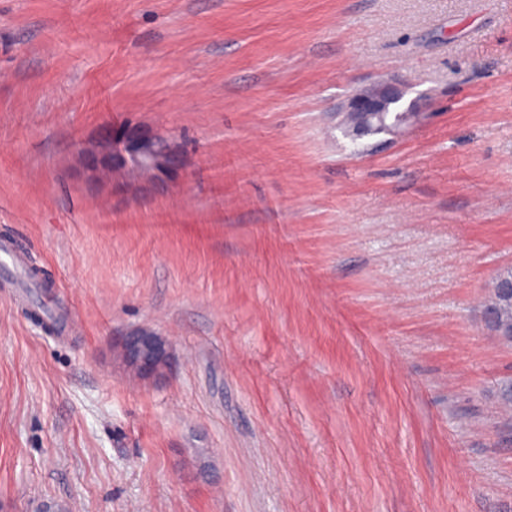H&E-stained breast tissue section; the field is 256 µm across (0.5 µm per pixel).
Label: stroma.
Here are the masks:
<instances>
[{
  "label": "stroma",
  "instance_id": "35a3bbf8",
  "mask_svg": "<svg viewBox=\"0 0 512 512\" xmlns=\"http://www.w3.org/2000/svg\"><path fill=\"white\" fill-rule=\"evenodd\" d=\"M2 240L0 512H512V0H0ZM404 93L405 91L399 83L393 80H378L350 94L344 103L343 110L344 112L359 113L365 117L385 112L379 120L370 123L367 130L369 135L386 133L387 130H394L407 120L416 122L420 119V114L416 112V105L413 104L404 111L409 113L399 118L396 114L401 112H397L393 121L388 122L391 106L398 103ZM117 140L116 142L112 131H109L97 142L94 149L86 146L82 147L81 152L89 153L96 150L104 156L113 157L114 149L118 144L121 146L118 153L121 165L129 164L134 169H145L149 166L152 170L161 171L170 162L167 152L152 139L127 133L118 137ZM146 158L149 161L143 164L141 161H146ZM486 308H493L495 310L496 320L492 324L496 332H499L500 326L502 330L512 329V299L501 297L496 290L495 284L492 287V294ZM511 329L502 334L504 339L512 340V338L509 339L508 337L512 336ZM125 362L141 376H154L166 369L169 346L160 336L138 333L128 336L122 346Z\"/></svg>",
  "mask_w": 512,
  "mask_h": 512
}]
</instances>
